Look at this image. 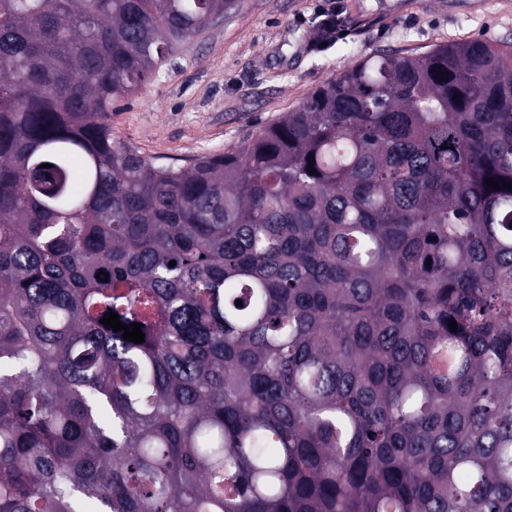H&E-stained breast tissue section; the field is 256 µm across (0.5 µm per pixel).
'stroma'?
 <instances>
[{
    "mask_svg": "<svg viewBox=\"0 0 512 512\" xmlns=\"http://www.w3.org/2000/svg\"><path fill=\"white\" fill-rule=\"evenodd\" d=\"M463 2L449 10L443 0H341L346 38L317 47L321 0H247L123 102L112 131L148 157L221 153L376 51L421 52L476 37L512 43V14L498 0Z\"/></svg>",
    "mask_w": 512,
    "mask_h": 512,
    "instance_id": "stroma-1",
    "label": "stroma"
}]
</instances>
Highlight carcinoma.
<instances>
[{
	"label": "carcinoma",
	"mask_w": 512,
	"mask_h": 512,
	"mask_svg": "<svg viewBox=\"0 0 512 512\" xmlns=\"http://www.w3.org/2000/svg\"><path fill=\"white\" fill-rule=\"evenodd\" d=\"M244 6L0 0V512H512V45L188 164L115 137Z\"/></svg>",
	"instance_id": "cac0c4a2"
}]
</instances>
